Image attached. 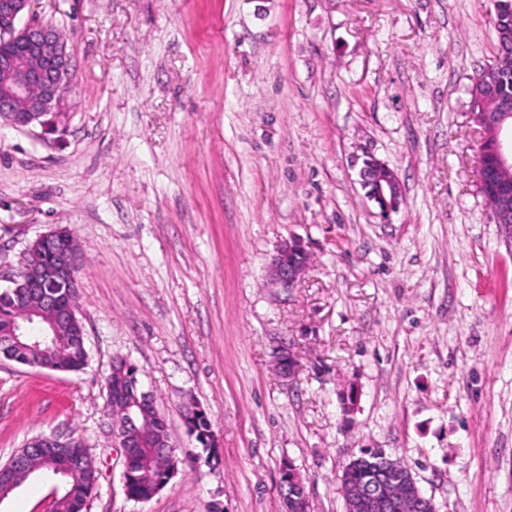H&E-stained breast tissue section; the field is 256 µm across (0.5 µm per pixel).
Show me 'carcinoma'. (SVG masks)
Returning a JSON list of instances; mask_svg holds the SVG:
<instances>
[{"instance_id": "carcinoma-1", "label": "carcinoma", "mask_w": 512, "mask_h": 512, "mask_svg": "<svg viewBox=\"0 0 512 512\" xmlns=\"http://www.w3.org/2000/svg\"><path fill=\"white\" fill-rule=\"evenodd\" d=\"M494 32L512 28V0H497L493 17ZM474 81L483 86L488 99L512 98V66L498 69L495 63L481 69ZM60 246L52 243L32 244L25 262L35 268L47 269L55 265ZM23 285L0 292V355L17 362L41 369L74 372L86 364V350L83 341V326L65 317V309L76 305L74 287L53 280L44 281L38 293L56 299L59 317L55 343L32 347L29 340L23 346L10 344L9 338L21 326L29 327L40 318L26 316L21 295L27 293ZM104 388L110 396L112 416L119 417L128 406L129 400L141 394L138 369L133 364L120 362L106 378ZM139 430L141 444L133 449L132 459L127 473L129 494L135 499L147 500L153 497L162 485L173 477V469L179 467L178 457H161L154 452L156 448H168L169 431L163 417L156 408L147 405L143 410L131 408ZM186 426L201 447L212 449L215 440L211 422L203 410H196L187 416ZM44 453L56 458L60 467L68 466L74 460L82 462L77 475L67 479L60 494L59 512H82L84 503L95 483V471L87 450L79 442H72L67 448H58L49 443ZM386 470L392 478H401L408 468L399 460L387 456L380 448H369L351 459L342 473L344 482L352 485H365L376 474Z\"/></svg>"}]
</instances>
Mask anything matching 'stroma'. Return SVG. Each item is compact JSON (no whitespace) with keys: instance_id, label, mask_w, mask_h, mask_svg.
Listing matches in <instances>:
<instances>
[{"instance_id":"1","label":"stroma","mask_w":512,"mask_h":512,"mask_svg":"<svg viewBox=\"0 0 512 512\" xmlns=\"http://www.w3.org/2000/svg\"><path fill=\"white\" fill-rule=\"evenodd\" d=\"M74 80L47 125L0 122V291L68 227L84 258L78 372L0 357V465L37 436L82 441L83 512H346L365 448L436 512H512V227L478 191L466 92L496 55L492 0H37ZM404 204L382 219L359 169ZM312 253L271 285L281 243ZM290 343L293 379L272 369ZM140 373L180 466L129 498L104 390ZM356 405L343 411L340 394ZM201 405L219 465L184 425ZM369 166L374 169L380 168L385 174L383 177H378L375 192L368 195L372 201L375 202L376 198H383L387 193L401 197L402 187L399 176L394 169L377 159L367 160L364 168ZM386 174L388 175L386 176ZM280 495L282 500V512L307 511L308 496L306 495L305 486L302 480L300 481L298 478H294L292 486L288 487L287 477V481L282 482L280 485Z\"/></svg>"}]
</instances>
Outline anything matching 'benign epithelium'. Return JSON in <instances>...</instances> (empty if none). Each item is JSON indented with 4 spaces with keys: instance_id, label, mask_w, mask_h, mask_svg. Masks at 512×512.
<instances>
[{
    "instance_id": "benign-epithelium-1",
    "label": "benign epithelium",
    "mask_w": 512,
    "mask_h": 512,
    "mask_svg": "<svg viewBox=\"0 0 512 512\" xmlns=\"http://www.w3.org/2000/svg\"><path fill=\"white\" fill-rule=\"evenodd\" d=\"M31 2L33 0H0V38L17 42L23 47V54L19 56H0V71L11 77L0 93V117L21 127L40 122L52 114L61 101L60 89L71 81L67 41L55 29L41 24L32 16L22 20ZM479 117L482 129L491 132L494 154L492 164L481 171L479 180L484 190L490 191L495 198L491 210L496 223L509 225L512 224V99L497 101L495 106L479 113ZM365 166L381 169L385 173V176L377 179L375 192L369 195L371 200L387 194L401 195L400 179L394 169L377 159L366 161ZM79 261V254L63 249L50 273L71 282ZM309 266V252L300 242L289 240L272 257L269 276L280 287L291 289L303 279ZM40 304L38 313L46 323L43 335L53 336L57 327V318L53 314L54 300L43 297ZM273 366L282 378L288 379L294 375L296 359L290 347L281 345L274 351ZM116 427L119 447L127 456L130 448L134 447L137 434L131 413L119 419ZM45 443L44 437L30 440L6 464L0 466L20 476L17 481L11 479L0 483V505L25 481L41 476L45 468L53 469L50 461L37 467L28 463L29 457L38 453ZM341 488L343 495L355 504L362 499L369 501L372 512H415L413 489L416 488V481L411 475L384 485L350 487L343 484ZM280 495L282 512H305L308 509V496L299 479H293L290 484L281 483Z\"/></svg>"
}]
</instances>
